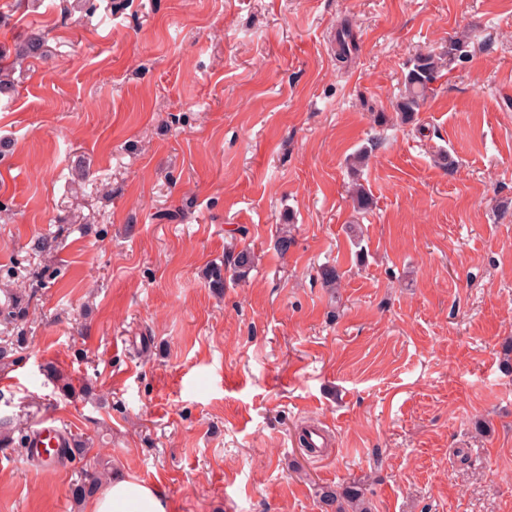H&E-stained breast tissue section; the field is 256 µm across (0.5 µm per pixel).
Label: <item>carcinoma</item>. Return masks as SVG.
I'll return each mask as SVG.
<instances>
[{
  "instance_id": "cac0c4a2",
  "label": "carcinoma",
  "mask_w": 512,
  "mask_h": 512,
  "mask_svg": "<svg viewBox=\"0 0 512 512\" xmlns=\"http://www.w3.org/2000/svg\"><path fill=\"white\" fill-rule=\"evenodd\" d=\"M464 41L454 39L448 44V51L442 55H419L405 76V91L396 104V109L404 117L410 118L426 104L434 94V82L445 66L451 65L463 56ZM106 470L85 471L70 489L74 502L79 503L93 495L106 478ZM323 512H370L362 485L356 482L342 488L324 490L320 494Z\"/></svg>"
}]
</instances>
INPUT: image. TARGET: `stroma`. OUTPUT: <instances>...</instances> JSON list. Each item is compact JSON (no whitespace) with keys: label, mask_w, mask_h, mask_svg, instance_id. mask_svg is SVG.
Returning <instances> with one entry per match:
<instances>
[{"label":"stroma","mask_w":512,"mask_h":512,"mask_svg":"<svg viewBox=\"0 0 512 512\" xmlns=\"http://www.w3.org/2000/svg\"><path fill=\"white\" fill-rule=\"evenodd\" d=\"M0 66V512L101 467L169 512H512V0H0ZM49 415L85 458L29 462ZM465 42L453 39L448 44V51L443 55H419L415 58L412 68L405 76V91L396 104L397 112L405 119L411 118L426 104L434 94V82L442 68L448 67L463 56ZM323 512H370L362 485L356 482L340 490H324L320 494Z\"/></svg>","instance_id":"obj_1"}]
</instances>
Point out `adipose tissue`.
<instances>
[{"mask_svg":"<svg viewBox=\"0 0 512 512\" xmlns=\"http://www.w3.org/2000/svg\"><path fill=\"white\" fill-rule=\"evenodd\" d=\"M90 512H169V506L157 489L117 473L96 494Z\"/></svg>","mask_w":512,"mask_h":512,"instance_id":"adipose-tissue-1","label":"adipose tissue"}]
</instances>
